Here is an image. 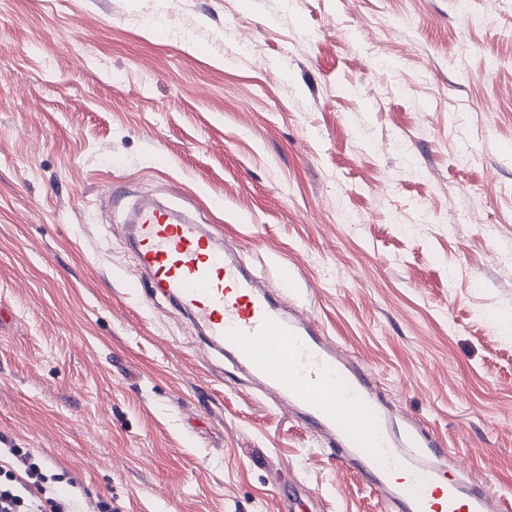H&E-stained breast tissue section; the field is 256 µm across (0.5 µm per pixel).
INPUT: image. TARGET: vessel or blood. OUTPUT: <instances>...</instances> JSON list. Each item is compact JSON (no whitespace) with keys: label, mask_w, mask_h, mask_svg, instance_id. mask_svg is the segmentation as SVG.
I'll return each instance as SVG.
<instances>
[{"label":"vessel or blood","mask_w":512,"mask_h":512,"mask_svg":"<svg viewBox=\"0 0 512 512\" xmlns=\"http://www.w3.org/2000/svg\"><path fill=\"white\" fill-rule=\"evenodd\" d=\"M132 247L154 292L186 310L212 347L302 417L394 512H512V496L449 464L429 431L417 432L420 452L405 449L376 384L351 352L316 322L288 317L226 257L213 233L149 206L137 215Z\"/></svg>","instance_id":"1"}]
</instances>
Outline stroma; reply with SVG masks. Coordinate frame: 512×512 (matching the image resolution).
<instances>
[{"mask_svg": "<svg viewBox=\"0 0 512 512\" xmlns=\"http://www.w3.org/2000/svg\"><path fill=\"white\" fill-rule=\"evenodd\" d=\"M145 198L512 496V0H0V468L66 512H386L152 293Z\"/></svg>", "mask_w": 512, "mask_h": 512, "instance_id": "1", "label": "stroma"}]
</instances>
